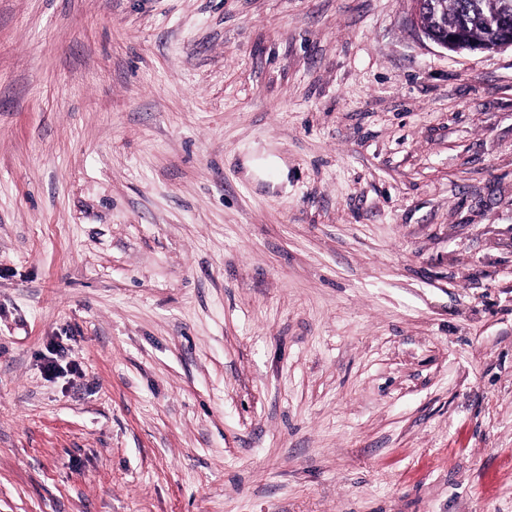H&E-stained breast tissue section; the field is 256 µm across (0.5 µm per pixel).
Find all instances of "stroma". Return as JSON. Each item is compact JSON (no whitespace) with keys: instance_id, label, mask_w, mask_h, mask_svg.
<instances>
[{"instance_id":"1","label":"stroma","mask_w":512,"mask_h":512,"mask_svg":"<svg viewBox=\"0 0 512 512\" xmlns=\"http://www.w3.org/2000/svg\"><path fill=\"white\" fill-rule=\"evenodd\" d=\"M0 512H512V48L0 0Z\"/></svg>"}]
</instances>
